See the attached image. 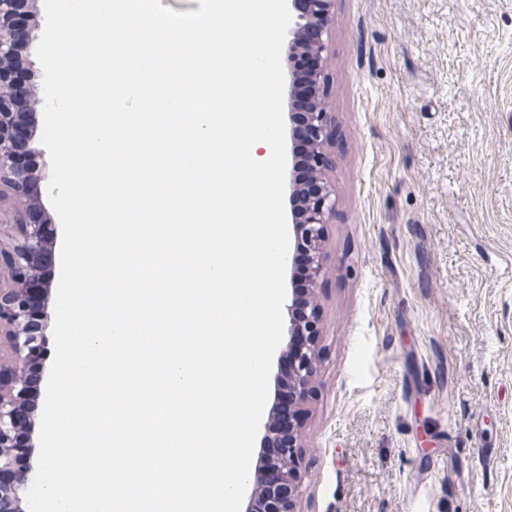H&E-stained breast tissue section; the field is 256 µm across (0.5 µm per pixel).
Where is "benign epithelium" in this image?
I'll return each mask as SVG.
<instances>
[{
	"label": "benign epithelium",
	"mask_w": 512,
	"mask_h": 512,
	"mask_svg": "<svg viewBox=\"0 0 512 512\" xmlns=\"http://www.w3.org/2000/svg\"><path fill=\"white\" fill-rule=\"evenodd\" d=\"M32 2L0 0V224L12 230L11 242L0 241V512H20L21 495L36 474L33 466L20 468L16 460L33 452L21 443L29 424L23 410L30 385L25 366L42 340L29 321V312L34 304L44 303L49 288L45 282L37 290L30 288L39 280L37 272L45 262L42 242L47 224L35 218L39 209L29 197L34 172L20 157L27 150L29 136L18 116L41 103L20 85L15 72L19 43L31 48L37 39L38 25L28 26L21 19V12L29 11ZM287 5L291 22L285 45L288 84L283 97L290 119L300 94L293 61L305 56L315 62L310 78L312 105L302 113L305 150L291 153L288 173L289 224L295 246L305 247L309 262L304 294L295 288L288 294L289 321L280 353V362L288 363V373L276 374L274 400L263 426L257 465L249 474L250 492L243 501V512H295L303 422L281 429L277 407L280 392L286 388L302 416V406L314 391L321 336L315 288L325 274V227L336 209V188L329 178L333 113L328 110L334 0H287Z\"/></svg>",
	"instance_id": "obj_1"
}]
</instances>
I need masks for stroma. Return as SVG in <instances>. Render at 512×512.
I'll list each match as a JSON object with an SVG mask.
<instances>
[{"label":"stroma","mask_w":512,"mask_h":512,"mask_svg":"<svg viewBox=\"0 0 512 512\" xmlns=\"http://www.w3.org/2000/svg\"><path fill=\"white\" fill-rule=\"evenodd\" d=\"M297 512H512V0H335Z\"/></svg>","instance_id":"35a3bbf8"}]
</instances>
